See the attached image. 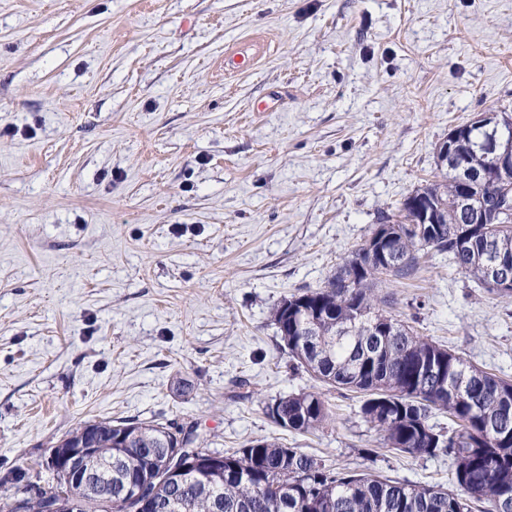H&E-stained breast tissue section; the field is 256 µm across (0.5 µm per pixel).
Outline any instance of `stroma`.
Listing matches in <instances>:
<instances>
[{
  "instance_id": "obj_1",
  "label": "stroma",
  "mask_w": 512,
  "mask_h": 512,
  "mask_svg": "<svg viewBox=\"0 0 512 512\" xmlns=\"http://www.w3.org/2000/svg\"><path fill=\"white\" fill-rule=\"evenodd\" d=\"M491 108L512 110V0H0V471L140 419L447 484V457L386 448L359 394L316 387L271 310ZM419 263L393 314L512 380V298ZM315 388L320 431L263 411Z\"/></svg>"
}]
</instances>
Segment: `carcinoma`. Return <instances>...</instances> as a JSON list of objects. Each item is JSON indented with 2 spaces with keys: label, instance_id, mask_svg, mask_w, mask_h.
I'll list each match as a JSON object with an SVG mask.
<instances>
[{
  "label": "carcinoma",
  "instance_id": "cac0c4a2",
  "mask_svg": "<svg viewBox=\"0 0 512 512\" xmlns=\"http://www.w3.org/2000/svg\"><path fill=\"white\" fill-rule=\"evenodd\" d=\"M488 133L471 126L454 145V157L479 175L472 185L473 205L499 197L512 203V172L494 167ZM435 180L413 193L437 210L438 231L420 223V215L398 208L380 212L373 233L392 236L391 258L381 259L362 244L352 251L318 288L282 299L271 311L276 327L288 324L281 337L289 356L316 379L363 395L360 413L381 435L385 447L412 457H452L453 488L414 485L369 472L332 468L297 448L257 441L223 454L224 469L209 475L190 469L176 492L167 489L160 469L149 467L147 455L166 458V430L157 422H95L117 436L127 427L141 431L146 444L122 448L104 442L95 463V480L81 489L86 512H100V498L116 496L126 482L150 480L163 499L164 512H512V380L466 362L451 349L414 332L386 310L390 296L383 288L409 279L419 269V253H446L457 269L501 297L512 289L491 287L492 266L503 261L512 274V223L462 225L458 207L461 170L453 162L436 165ZM467 227V247L459 249L458 233ZM266 416L281 428L314 433L332 419L329 404L316 392L280 396L265 404ZM446 413L455 427L431 422ZM182 447L204 458L212 453L197 427L178 428ZM112 468H107V464ZM56 486L40 487L43 472ZM112 473V485L101 475ZM0 487L25 503L26 512H45L46 504L65 490L60 475L41 462L17 467L0 476Z\"/></svg>",
  "mask_w": 512,
  "mask_h": 512
}]
</instances>
